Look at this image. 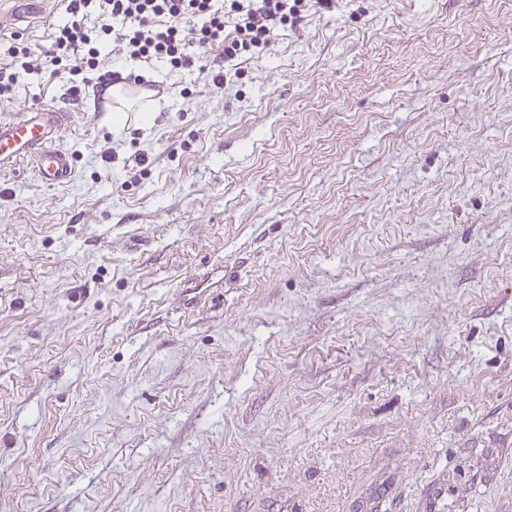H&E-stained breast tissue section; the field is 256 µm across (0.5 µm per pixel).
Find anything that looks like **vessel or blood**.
<instances>
[{
  "mask_svg": "<svg viewBox=\"0 0 512 512\" xmlns=\"http://www.w3.org/2000/svg\"><path fill=\"white\" fill-rule=\"evenodd\" d=\"M68 121V112L54 105L32 109L16 119L1 120L0 170L13 172L25 166L46 185L69 183L75 160L59 143Z\"/></svg>",
  "mask_w": 512,
  "mask_h": 512,
  "instance_id": "obj_1",
  "label": "vessel or blood"
}]
</instances>
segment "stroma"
Wrapping results in <instances>:
<instances>
[{"mask_svg": "<svg viewBox=\"0 0 512 512\" xmlns=\"http://www.w3.org/2000/svg\"><path fill=\"white\" fill-rule=\"evenodd\" d=\"M108 66L161 98L0 99L75 159L0 173V512H512V0Z\"/></svg>", "mask_w": 512, "mask_h": 512, "instance_id": "35a3bbf8", "label": "stroma"}]
</instances>
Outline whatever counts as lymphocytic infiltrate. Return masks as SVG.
Masks as SVG:
<instances>
[{"label": "lymphocytic infiltrate", "mask_w": 512, "mask_h": 512, "mask_svg": "<svg viewBox=\"0 0 512 512\" xmlns=\"http://www.w3.org/2000/svg\"><path fill=\"white\" fill-rule=\"evenodd\" d=\"M331 5L332 0H66L67 18L54 24L49 47L33 50L15 35L0 42V99L10 98L19 78L33 72L65 73L101 89L122 80L142 84L141 75L106 69L100 50L106 41L130 58L195 71L220 88L266 49L274 29ZM213 47L224 55L223 69L202 62V50Z\"/></svg>", "instance_id": "f902f5d3"}]
</instances>
